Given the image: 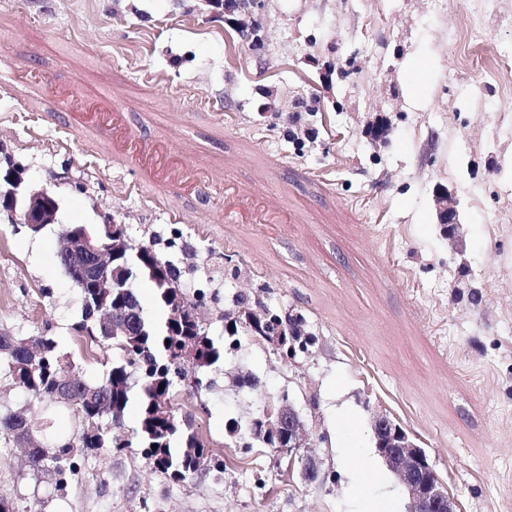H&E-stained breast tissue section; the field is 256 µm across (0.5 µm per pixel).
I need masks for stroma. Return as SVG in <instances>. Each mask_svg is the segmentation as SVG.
<instances>
[{
  "label": "stroma",
  "instance_id": "obj_1",
  "mask_svg": "<svg viewBox=\"0 0 512 512\" xmlns=\"http://www.w3.org/2000/svg\"><path fill=\"white\" fill-rule=\"evenodd\" d=\"M270 13L254 51L214 0H0V178L59 201L36 235L0 215V335L54 336L82 378H102L107 358L75 333L81 299L54 245L106 214L137 242L163 231L188 295L219 289L199 308L212 338L240 293L303 314L315 335L289 360L242 339L213 389L184 391L208 406L196 421L224 473L178 482L136 448L78 461L61 489L11 444L0 498L19 512H406L374 452L376 409L427 450L457 512H512V0H272ZM298 98L316 135L302 147L286 113ZM267 102L275 111L259 112ZM89 105L123 112L175 163L284 223L225 218L205 189L173 193L113 155L103 122L73 120ZM382 120L389 136L373 140ZM441 192L460 213L453 241ZM213 264L224 278L209 280ZM242 370L262 388L240 387ZM284 393L317 402L312 484L228 442L229 419ZM6 413L54 440L81 427L2 378Z\"/></svg>",
  "mask_w": 512,
  "mask_h": 512
}]
</instances>
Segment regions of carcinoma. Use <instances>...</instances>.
Listing matches in <instances>:
<instances>
[{"mask_svg": "<svg viewBox=\"0 0 512 512\" xmlns=\"http://www.w3.org/2000/svg\"><path fill=\"white\" fill-rule=\"evenodd\" d=\"M162 235L154 232L148 239L129 244L112 263V292L96 295L89 288L79 289L81 319L77 328L88 333L85 340L102 349L119 350L121 361L111 365L102 379L94 384L83 383L76 394L79 402L63 405L69 407L81 422L94 421L99 439L94 442L84 433L72 439L48 445H35L28 449V460L34 469H48L59 476V487H64L67 473L76 467L75 453L95 456L102 451L120 453L134 443L146 448L145 456L155 471L176 480L194 479L202 467L211 463L207 442L199 434L195 414L181 412L176 397L179 387L192 386V380L206 378V371L225 362L226 355L235 350L238 337H257L252 325L264 327L265 334L281 331L292 336L281 350L283 358L294 357L297 352H309L313 345L307 321L302 314L271 309L258 302L251 304L248 297L238 294L233 308L224 311L221 318L231 324L233 331L220 343L208 336L199 317L198 301L188 294L178 295L168 287L171 282L182 280L183 271L160 251ZM149 281L156 298L165 312L162 323L151 320L135 289L129 287L132 279ZM122 299L133 311L130 336H104L91 320L92 309L99 305H112ZM190 348L196 364L188 373L178 361L179 351ZM0 374L41 399L52 396L60 379L81 376L70 354L62 352L50 336H0ZM138 392V427L135 440L123 446L119 440L125 431V414L133 389ZM0 436L8 440L35 439V430L26 418L17 413L0 415ZM157 448H151V445ZM213 464V463H211ZM226 465L216 462L213 469L222 473Z\"/></svg>", "mask_w": 512, "mask_h": 512, "instance_id": "1", "label": "carcinoma"}]
</instances>
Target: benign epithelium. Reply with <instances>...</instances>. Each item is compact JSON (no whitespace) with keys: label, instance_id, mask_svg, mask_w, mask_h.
<instances>
[{"label":"benign epithelium","instance_id":"7a95c632","mask_svg":"<svg viewBox=\"0 0 512 512\" xmlns=\"http://www.w3.org/2000/svg\"><path fill=\"white\" fill-rule=\"evenodd\" d=\"M267 0H224V21L236 26L242 41L254 50L265 45V39L253 33L254 20L262 29H268L271 17L266 9ZM8 193L0 196V212L19 216L23 227L34 232L54 223L59 209L55 194L43 187L31 191L22 186L19 178L8 177ZM112 216L103 217L95 232L84 226L62 230L55 245V256L84 270V276L73 282L76 288H110L108 267L118 252L125 248L126 238L112 236ZM129 320L128 309L116 300L101 324L110 328L114 335H126ZM370 426L375 440V452L403 486L408 496L407 512H456L454 497L435 470L425 449L409 440L402 426L388 414L371 413ZM248 431L252 439L266 441L273 436L279 439L277 460L287 461L288 475L298 473L305 483H314L320 475V462L309 454L312 447L311 433L304 413L297 409L289 396L282 394L269 397L259 406L257 416L251 418Z\"/></svg>","mask_w":512,"mask_h":512}]
</instances>
